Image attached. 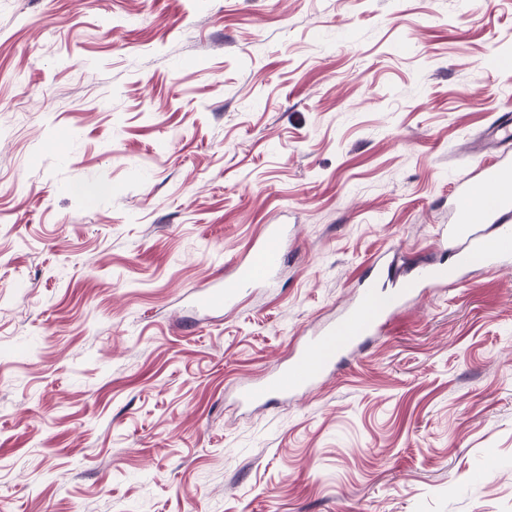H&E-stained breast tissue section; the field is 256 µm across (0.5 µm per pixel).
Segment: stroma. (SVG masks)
I'll list each match as a JSON object with an SVG mask.
<instances>
[{"instance_id": "1", "label": "stroma", "mask_w": 512, "mask_h": 512, "mask_svg": "<svg viewBox=\"0 0 512 512\" xmlns=\"http://www.w3.org/2000/svg\"><path fill=\"white\" fill-rule=\"evenodd\" d=\"M512 112V0H0V512H512V266L422 286L240 407L435 238ZM274 287L202 318L261 225Z\"/></svg>"}]
</instances>
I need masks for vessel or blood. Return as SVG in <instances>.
Listing matches in <instances>:
<instances>
[{
	"label": "vessel or blood",
	"instance_id": "vessel-or-blood-1",
	"mask_svg": "<svg viewBox=\"0 0 512 512\" xmlns=\"http://www.w3.org/2000/svg\"><path fill=\"white\" fill-rule=\"evenodd\" d=\"M291 233L284 224L263 225L246 255L236 260L230 274L197 287V310L232 309L241 295L258 285H273L283 264V243ZM437 237L456 255L455 263H425L408 280L371 277L364 280L351 305L310 336L299 337L294 353L261 382L242 383L236 389L241 405H257L314 389L335 372L347 354L379 333L385 320L413 295L419 285L445 287L460 283L465 269L494 270L512 262V154L501 152L457 180L448 223Z\"/></svg>",
	"mask_w": 512,
	"mask_h": 512
}]
</instances>
